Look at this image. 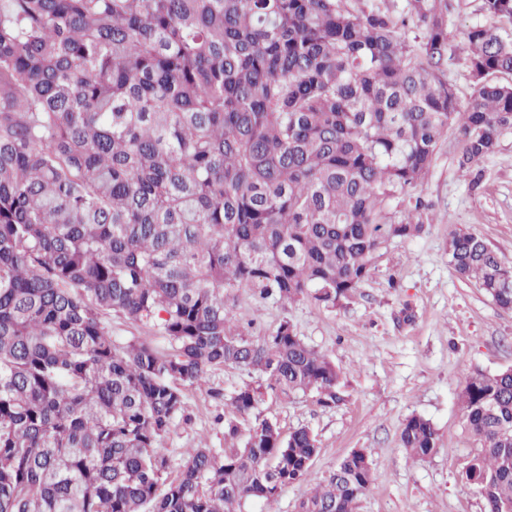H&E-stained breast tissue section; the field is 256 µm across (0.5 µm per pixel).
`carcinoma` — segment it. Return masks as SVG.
Returning a JSON list of instances; mask_svg holds the SVG:
<instances>
[{
	"mask_svg": "<svg viewBox=\"0 0 512 512\" xmlns=\"http://www.w3.org/2000/svg\"><path fill=\"white\" fill-rule=\"evenodd\" d=\"M350 0H0V512H242L307 478L311 429L256 413L268 388L344 401L340 370L289 321L260 342L229 300L351 297L395 241L436 214L415 195L454 128L478 175L512 129V36L473 26V78L448 82V0L391 13ZM512 25V0H483ZM448 261L512 309V265L477 234ZM151 322L159 350L103 318ZM265 379L229 398L224 448L170 479L183 387L213 368ZM461 471L485 512H512V368L457 394ZM400 444L425 460L434 424ZM373 460L355 448L299 512H358Z\"/></svg>",
	"mask_w": 512,
	"mask_h": 512,
	"instance_id": "obj_1",
	"label": "carcinoma"
}]
</instances>
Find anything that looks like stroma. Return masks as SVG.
I'll list each match as a JSON object with an SVG mask.
<instances>
[{
	"label": "stroma",
	"mask_w": 512,
	"mask_h": 512,
	"mask_svg": "<svg viewBox=\"0 0 512 512\" xmlns=\"http://www.w3.org/2000/svg\"><path fill=\"white\" fill-rule=\"evenodd\" d=\"M475 25L496 28L500 22L485 13L482 0H448L453 41ZM458 150L459 136L449 131L417 189L436 223L419 237L394 242L342 305L260 304L240 293L232 317L241 333L258 342L290 321L342 372L344 400L336 407H322L310 395L270 393L258 406L282 431L310 428L319 448L306 481L278 496L277 512H297L311 485L355 448L368 449L374 462L359 512H484L481 496L459 479L471 445L461 430L457 392L473 369L512 368V310L454 271L448 233L456 226L469 229L512 265V130L480 163L478 184L459 173ZM247 379L245 372L223 368L208 373L206 386L185 387L186 414L165 439L170 475L178 474L188 449L223 447L220 418L233 411L213 393H231ZM414 414L439 433L437 452L425 460L406 457L400 445L402 425Z\"/></svg>",
	"instance_id": "1"
}]
</instances>
